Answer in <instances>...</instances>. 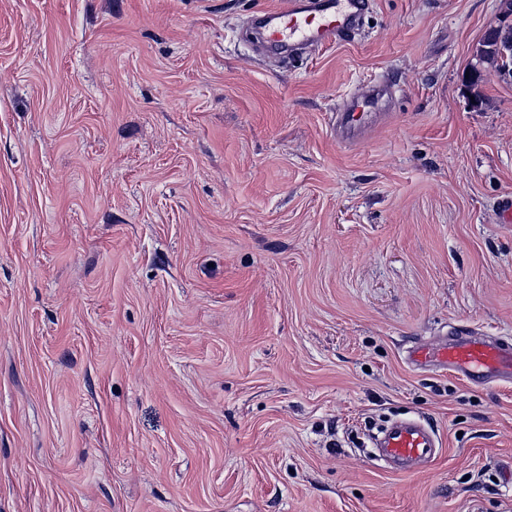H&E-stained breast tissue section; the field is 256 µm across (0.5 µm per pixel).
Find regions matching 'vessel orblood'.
<instances>
[{"label": "vessel or blood", "instance_id": "vessel-or-blood-1", "mask_svg": "<svg viewBox=\"0 0 512 512\" xmlns=\"http://www.w3.org/2000/svg\"><path fill=\"white\" fill-rule=\"evenodd\" d=\"M363 8L364 0H281L279 6L261 11L258 26L273 52L294 43L322 47L351 40ZM381 92L373 84L353 97L340 114L342 131L354 132L355 111L374 110ZM406 360L416 369L443 370L472 384L512 382V343L478 335L468 327L436 342L413 345ZM373 442L374 461L380 466L428 461L442 446L437 431L423 419L394 422Z\"/></svg>", "mask_w": 512, "mask_h": 512}]
</instances>
